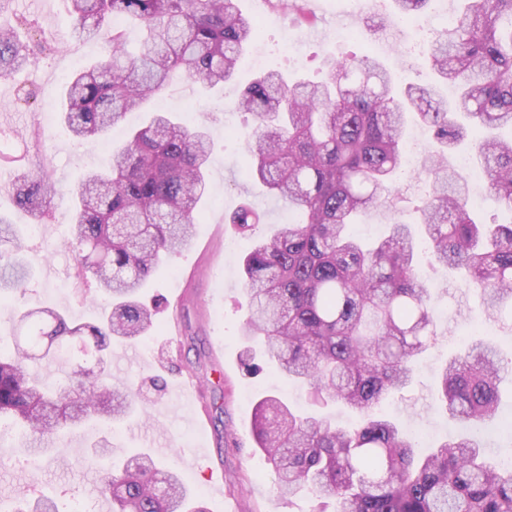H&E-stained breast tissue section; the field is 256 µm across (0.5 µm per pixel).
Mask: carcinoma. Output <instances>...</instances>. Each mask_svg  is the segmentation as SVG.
<instances>
[{
	"label": "carcinoma",
	"mask_w": 512,
	"mask_h": 512,
	"mask_svg": "<svg viewBox=\"0 0 512 512\" xmlns=\"http://www.w3.org/2000/svg\"><path fill=\"white\" fill-rule=\"evenodd\" d=\"M73 38L106 39L105 59L64 87L63 123L78 140L100 136L167 88L175 75L210 86L230 81L257 37L238 0H69ZM394 17H416L429 0H394ZM455 22L427 45L436 83L396 88L390 70L368 56L331 57L323 80L292 84L277 71L256 77L236 108L254 119L247 178L288 202L299 220L255 240L241 264L250 315L240 329L243 360L307 383L313 403L339 402L360 416L344 428L321 414L300 416L276 395L255 406L253 437L275 473L279 493L306 491L312 512H512V470L488 464L476 434L499 407L495 345L478 340L448 359L439 395L448 415L472 435L419 455L376 407L408 383L436 339L433 285L415 269L409 225L363 245L357 214L392 207L408 113L433 132L421 164L429 191L420 209L433 261L462 273L492 324L512 321V0H463ZM111 18L137 21L147 38L135 56ZM31 63L28 46L0 27V78ZM470 147L488 188L511 221L484 223L467 207L468 182L448 169V150ZM209 133L156 111L112 155L108 171L86 174L74 196L66 247L76 277L91 279L108 307L76 324L51 307L19 319L11 348L0 350V419L22 433L20 447L42 452L63 429L96 419L118 423L135 404L132 387L103 374L112 339L134 340L153 327L140 290L193 239L197 206L208 194ZM54 187L17 168L21 209L43 219ZM230 223L245 233L260 215L242 205ZM21 225L0 216V300L24 290L33 265L20 256ZM55 366L65 383L45 386L34 369ZM112 512H206L191 505L180 476L149 453L106 471ZM9 512H60L56 501L23 492Z\"/></svg>",
	"instance_id": "carcinoma-1"
}]
</instances>
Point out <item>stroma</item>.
<instances>
[{"instance_id": "35a3bbf8", "label": "stroma", "mask_w": 512, "mask_h": 512, "mask_svg": "<svg viewBox=\"0 0 512 512\" xmlns=\"http://www.w3.org/2000/svg\"><path fill=\"white\" fill-rule=\"evenodd\" d=\"M245 13L260 25L258 44L266 49L264 65L252 54L241 59L233 80L208 87L178 80L147 103L128 113L123 125L105 136L77 140L60 120V91L72 73L105 54L104 41L76 43L68 0H14L0 13V24L13 26L34 59L33 65L0 79V113L10 125L0 133V152L24 158L32 169L45 172L55 192L39 234L24 232L23 244L37 257L24 293L0 302V346L12 334L10 313L39 302L66 311L80 322L96 321L106 300L96 288L79 289L74 257L66 248L72 222L71 191L87 171L106 169L114 150L122 147L125 130L143 124L154 109L171 112L191 125H206L212 137L210 189L198 211L191 245L166 262L143 290L145 298L162 301L159 329L132 344L116 342L106 375L111 384H133L141 395L134 418L103 431H68L57 448L35 457L7 439L0 446V503L10 504L19 491L52 497L61 512L83 502L85 512H111L109 498L99 492L103 469L131 451L152 449L162 466L179 474L208 512H312L314 499L282 498L263 454L254 446L253 407L274 391L306 411H314L305 389L273 381L269 371L252 374L242 362L238 331L248 316L240 273L241 259L252 236L267 234L291 222L287 204L247 180L244 135L251 116L234 110L245 86L263 70L287 74L289 80H321L327 56L365 55L371 42L382 45L378 56L401 85H424L434 78L422 52L412 47L413 33L392 26L391 0H366L362 13L347 14L346 0H306L313 24H299L288 9L271 0H242ZM301 47V61L281 50L284 35ZM428 184L419 169L406 172L392 192L395 215L410 223L416 218ZM265 214L252 234L239 232L229 216L242 204ZM422 273L435 285L437 342L420 360L412 383L385 399L381 409L403 427L421 433L427 445L460 433L458 424L439 405L436 375L446 358L460 350L482 320L477 299L452 272L431 266L421 257ZM201 384V398L183 392L186 382ZM502 405L497 421L487 425L485 459L497 463L512 449V373L503 375ZM100 455H93L94 446ZM223 473V486L209 478Z\"/></svg>"}]
</instances>
